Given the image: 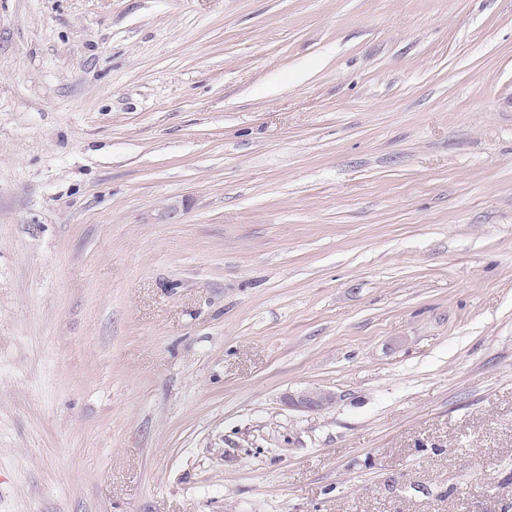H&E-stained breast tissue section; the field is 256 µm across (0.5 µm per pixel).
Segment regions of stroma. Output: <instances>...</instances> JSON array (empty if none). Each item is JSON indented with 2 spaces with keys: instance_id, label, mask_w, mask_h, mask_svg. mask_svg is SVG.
<instances>
[{
  "instance_id": "1",
  "label": "stroma",
  "mask_w": 512,
  "mask_h": 512,
  "mask_svg": "<svg viewBox=\"0 0 512 512\" xmlns=\"http://www.w3.org/2000/svg\"><path fill=\"white\" fill-rule=\"evenodd\" d=\"M0 512H512V0H0ZM335 401L333 393L320 389H309L297 395H288V405L306 411H319L331 406Z\"/></svg>"
}]
</instances>
